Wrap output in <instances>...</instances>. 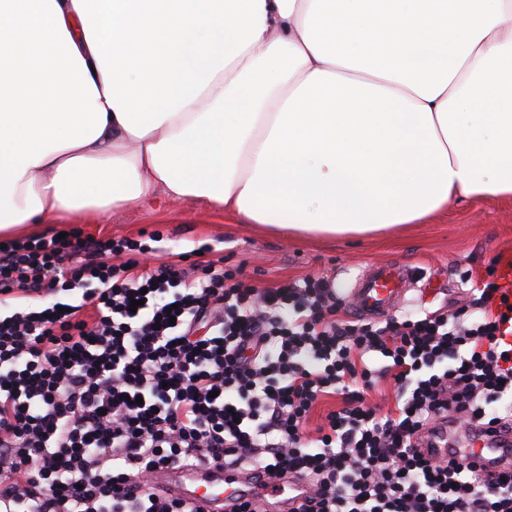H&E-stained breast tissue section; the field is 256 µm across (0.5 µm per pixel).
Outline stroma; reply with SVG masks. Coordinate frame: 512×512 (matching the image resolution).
I'll return each instance as SVG.
<instances>
[{
	"mask_svg": "<svg viewBox=\"0 0 512 512\" xmlns=\"http://www.w3.org/2000/svg\"><path fill=\"white\" fill-rule=\"evenodd\" d=\"M83 236L140 239L160 232L159 254L203 248V260L223 259L226 270L263 289L307 275H327L337 287L352 288L366 265L391 259L417 264L431 282L426 293L412 290L408 303L436 310L457 298L460 276L487 278L512 258V202L484 198L449 203L432 223L406 224L378 237L288 239L257 224H241L214 213L200 199L175 200L112 213L104 223L85 224Z\"/></svg>",
	"mask_w": 512,
	"mask_h": 512,
	"instance_id": "1",
	"label": "stroma"
}]
</instances>
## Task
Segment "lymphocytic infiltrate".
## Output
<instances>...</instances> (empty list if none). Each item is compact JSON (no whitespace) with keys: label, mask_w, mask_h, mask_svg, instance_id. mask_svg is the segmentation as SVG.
<instances>
[{"label":"lymphocytic infiltrate","mask_w":512,"mask_h":512,"mask_svg":"<svg viewBox=\"0 0 512 512\" xmlns=\"http://www.w3.org/2000/svg\"><path fill=\"white\" fill-rule=\"evenodd\" d=\"M148 251L76 229L0 248V512H197L149 480L205 463L304 481V512H512V468L420 452L440 421L512 433L496 282L367 322L325 277L259 290Z\"/></svg>","instance_id":"f902f5d3"}]
</instances>
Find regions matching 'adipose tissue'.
I'll return each mask as SVG.
<instances>
[{"label":"adipose tissue","instance_id":"1","mask_svg":"<svg viewBox=\"0 0 512 512\" xmlns=\"http://www.w3.org/2000/svg\"><path fill=\"white\" fill-rule=\"evenodd\" d=\"M512 200V0H0V235L202 199L365 236Z\"/></svg>","mask_w":512,"mask_h":512}]
</instances>
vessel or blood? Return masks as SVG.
I'll list each match as a JSON object with an SVG mask.
<instances>
[{
	"instance_id": "1",
	"label": "vessel or blood",
	"mask_w": 512,
	"mask_h": 512,
	"mask_svg": "<svg viewBox=\"0 0 512 512\" xmlns=\"http://www.w3.org/2000/svg\"><path fill=\"white\" fill-rule=\"evenodd\" d=\"M423 274L408 262L370 265L356 278L351 295L354 313L365 319L389 317ZM473 463L495 469L512 463V450L493 446L485 436L473 445ZM154 490L192 502L199 512H233L239 497L278 500L282 512H295L302 503V483L259 475L255 471H227L223 466L163 468L150 480Z\"/></svg>"
}]
</instances>
